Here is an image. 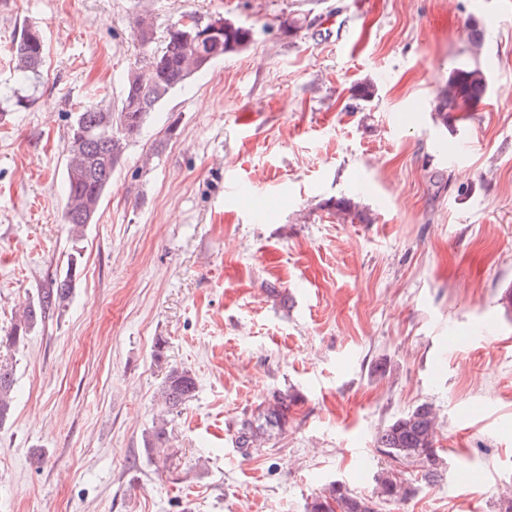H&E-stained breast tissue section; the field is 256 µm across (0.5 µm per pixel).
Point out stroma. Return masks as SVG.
<instances>
[{"label": "stroma", "instance_id": "stroma-1", "mask_svg": "<svg viewBox=\"0 0 512 512\" xmlns=\"http://www.w3.org/2000/svg\"><path fill=\"white\" fill-rule=\"evenodd\" d=\"M144 7L156 50L190 9L253 41L156 107L75 240L69 127L77 104L120 105ZM26 23L45 55L20 89ZM464 66L489 87L447 129L435 92ZM341 197L372 223L338 220ZM72 258L65 308L0 348L15 374L0 512H307L337 481L371 495L391 466L378 431L424 402L440 476L401 464L415 493L377 512H505L512 0H0V335ZM172 365L197 389L164 462L143 438ZM279 391L299 397L287 429L243 454L238 419Z\"/></svg>", "mask_w": 512, "mask_h": 512}]
</instances>
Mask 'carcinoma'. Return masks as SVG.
Instances as JSON below:
<instances>
[{"mask_svg": "<svg viewBox=\"0 0 512 512\" xmlns=\"http://www.w3.org/2000/svg\"><path fill=\"white\" fill-rule=\"evenodd\" d=\"M215 21L224 22V30L209 40L200 41L189 28L171 26L167 29L164 46L152 50L153 24L147 10L136 13L130 22V35L143 53V65L130 69L124 78V95L118 111L103 102L78 107L68 135L66 152V197L64 223L75 237L93 223L100 201L112 185V172L121 164L126 148L143 128L156 106L197 72L233 53L248 47L253 28L238 24L221 15ZM44 57V40L33 24L24 25L12 47L11 61L16 82L23 86L36 75ZM488 81L478 68L459 67L452 71L448 82L437 89L434 112L443 127L456 112H467L487 92ZM336 216L360 222L372 217L357 209L349 199L334 203ZM79 275L76 259H70L63 276L35 301L28 302L11 331L0 336V347L18 348L29 333L51 312L60 310L76 287ZM196 379L187 369L169 367L158 400L161 410L146 433L144 450L151 455L170 444L171 433L167 416L185 408L195 397ZM296 395L275 393L271 399L240 418L234 434L235 443L244 454L261 448L283 434L288 424V410ZM14 413L13 368L0 363V427ZM437 414L432 405L422 403L401 414L378 434L379 450L396 463L415 462L423 468L424 478L439 477L442 460L437 452ZM415 488L409 479L392 469L381 472L371 496L353 493L342 482L315 496L308 512H377L378 501H403Z\"/></svg>", "mask_w": 512, "mask_h": 512, "instance_id": "obj_1", "label": "carcinoma"}]
</instances>
